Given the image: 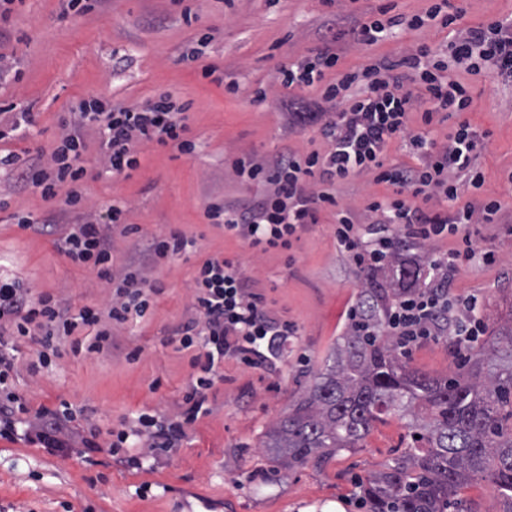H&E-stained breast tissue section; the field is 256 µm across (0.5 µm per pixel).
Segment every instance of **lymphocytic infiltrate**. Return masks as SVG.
Here are the masks:
<instances>
[{"label": "lymphocytic infiltrate", "mask_w": 512, "mask_h": 512, "mask_svg": "<svg viewBox=\"0 0 512 512\" xmlns=\"http://www.w3.org/2000/svg\"><path fill=\"white\" fill-rule=\"evenodd\" d=\"M466 13L461 0H429L423 13L409 17L391 14L386 6L335 15L330 36L279 72L284 86L320 87L317 100H289L288 123L300 130L318 126L329 142L328 151L288 150L268 162L240 156L232 163L235 175L261 184L262 196L247 207L212 203L206 210L226 233L265 254L290 249L301 232L319 222L322 211L334 209L336 244L365 273L384 270L395 254L399 241L391 225H403L423 245L447 235L460 237V248L433 254L429 282L392 307L387 326L409 345L421 336H448L461 352L485 333L482 297L470 293L451 298L448 284L474 261L493 263L492 253L479 251L470 227L493 223L502 204L491 197L460 200L461 187L478 191L485 183L478 162L481 136L468 122L458 123L439 142L412 126L411 115L420 113L429 125L440 114L471 111L474 97L462 79L466 73L483 72L512 84V17L467 26ZM433 26L452 29L447 54L421 42L399 58H384L359 71L339 66L348 44H377L397 27ZM186 109L163 92L144 105L93 98L62 119L63 132L49 160L28 164L21 172L23 182L42 197L64 195L68 209L77 212V222L57 241L61 252L108 273L115 232L125 219L121 203L100 212L84 208L87 170L82 156L88 139H96L103 167L116 176L138 166V147L144 143L172 145L188 155L195 144L187 137ZM396 140L411 147L415 165L387 163V148ZM357 176L372 177L392 190L370 199L360 215L340 205L331 191L332 185ZM418 198L428 201V208L415 206ZM187 244L179 233L152 238L146 255L117 272L118 285L107 300L76 310L57 295L34 297L16 282L0 279V437H19L62 455L78 444L84 453H105L142 468L149 454L177 448L187 427L208 415L207 392L221 378L226 357L235 355L252 367H263L286 337L296 335V325L274 317L264 294L251 288L237 262L209 258L192 282L196 315L177 330L181 348L192 353L197 375L173 416L140 414L135 425L106 440L91 417L77 419L67 408L30 409L15 389L19 366H26L30 375L40 374L66 342L89 357L111 348L115 331L131 318L145 317L154 305L159 292L150 275L154 259L178 255ZM26 345L35 352L25 363L21 353Z\"/></svg>", "instance_id": "f902f5d3"}]
</instances>
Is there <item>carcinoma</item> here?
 I'll return each instance as SVG.
<instances>
[{"label":"carcinoma","mask_w":512,"mask_h":512,"mask_svg":"<svg viewBox=\"0 0 512 512\" xmlns=\"http://www.w3.org/2000/svg\"><path fill=\"white\" fill-rule=\"evenodd\" d=\"M385 272L400 288L377 281L359 292L360 319L349 326L288 413L266 434L284 468L321 464L362 447L373 424L405 420L402 453L359 482L365 512H448L475 478L497 487L512 512V318L500 325L451 378L410 367L386 329L389 307L417 280L402 255Z\"/></svg>","instance_id":"obj_1"}]
</instances>
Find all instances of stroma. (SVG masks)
Returning <instances> with one entry per match:
<instances>
[{
  "label": "stroma",
  "instance_id": "obj_1",
  "mask_svg": "<svg viewBox=\"0 0 512 512\" xmlns=\"http://www.w3.org/2000/svg\"><path fill=\"white\" fill-rule=\"evenodd\" d=\"M60 6V0H24L12 15L9 39L0 43L21 72L0 83V109L35 114L30 130L0 140V150L27 164L35 153L50 155L61 118L82 100L141 105L171 92L191 104L194 153L145 144L138 168L115 176L102 168L93 142L85 153L83 189L88 208L115 201L128 206L133 231L117 237L113 270L145 252L156 235L176 231L191 245L176 259L156 261L152 277L161 291L153 310L119 330L115 349L88 358L62 345L60 357L40 375L20 370L19 392L35 409L68 403L104 431H120L143 413L173 415L196 375L176 330L194 314L193 273L209 257L241 262L274 316L298 324L301 334L261 369L226 358L223 379L208 392L210 414L191 426L178 448L155 451L147 469L113 461L91 465L75 452L53 455L0 437V512H363L356 484L403 449L398 418L376 423L363 448L319 467L277 470L264 446L268 429L322 365L358 301L360 273L336 246L332 212L291 250L258 255L205 216L210 201L234 204L259 195V188L233 174L236 157H270L287 147L327 150L317 129L290 130L284 108L292 97L318 98L319 89L287 88L276 76L319 46L331 14L346 11L345 0H100L95 10L64 19ZM451 38L449 30L435 27L400 30L372 46L351 45L342 65L358 69L395 59L424 41L443 50ZM196 47L202 56L182 61ZM207 65L223 69L224 83L203 76ZM228 81L238 84L237 92L225 89ZM469 81L477 99L461 118L485 135L482 193L499 198L512 221V85L484 73ZM27 214L60 225L73 220L63 196L42 198L0 171V278L35 294H57L75 307L107 298L112 281L61 253L57 233L21 227L17 218ZM476 242L495 263L467 268L450 293H482L483 319L492 329L512 317V234L506 224H483ZM408 359L432 376L452 375L463 363L454 344L431 337Z\"/></svg>",
  "mask_w": 512,
  "mask_h": 512
}]
</instances>
